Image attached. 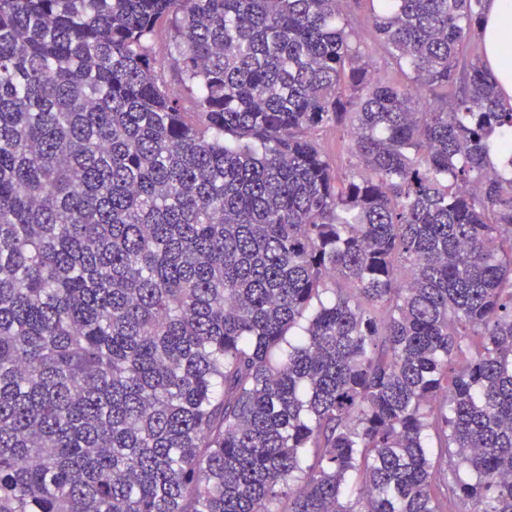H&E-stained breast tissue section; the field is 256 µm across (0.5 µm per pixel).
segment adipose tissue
<instances>
[{"instance_id": "ef3b65f1", "label": "adipose tissue", "mask_w": 512, "mask_h": 512, "mask_svg": "<svg viewBox=\"0 0 512 512\" xmlns=\"http://www.w3.org/2000/svg\"><path fill=\"white\" fill-rule=\"evenodd\" d=\"M512 30V0H491L480 31L486 60L503 100L512 104V40L504 34Z\"/></svg>"}]
</instances>
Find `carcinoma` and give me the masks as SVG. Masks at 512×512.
Here are the masks:
<instances>
[{
  "mask_svg": "<svg viewBox=\"0 0 512 512\" xmlns=\"http://www.w3.org/2000/svg\"><path fill=\"white\" fill-rule=\"evenodd\" d=\"M345 2L0 0V512H512L485 0Z\"/></svg>",
  "mask_w": 512,
  "mask_h": 512,
  "instance_id": "1",
  "label": "carcinoma"
}]
</instances>
